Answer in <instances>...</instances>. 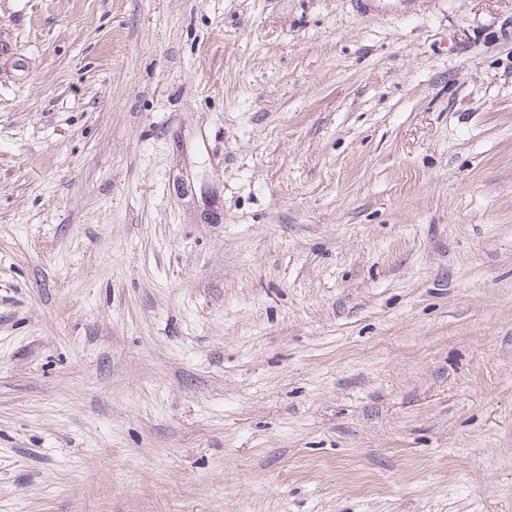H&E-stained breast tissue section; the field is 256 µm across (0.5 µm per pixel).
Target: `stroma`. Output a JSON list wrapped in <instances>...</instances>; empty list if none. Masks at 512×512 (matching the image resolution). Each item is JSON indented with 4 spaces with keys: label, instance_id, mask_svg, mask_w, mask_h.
Instances as JSON below:
<instances>
[{
    "label": "stroma",
    "instance_id": "obj_1",
    "mask_svg": "<svg viewBox=\"0 0 512 512\" xmlns=\"http://www.w3.org/2000/svg\"><path fill=\"white\" fill-rule=\"evenodd\" d=\"M0 512H512V0H0Z\"/></svg>",
    "mask_w": 512,
    "mask_h": 512
}]
</instances>
